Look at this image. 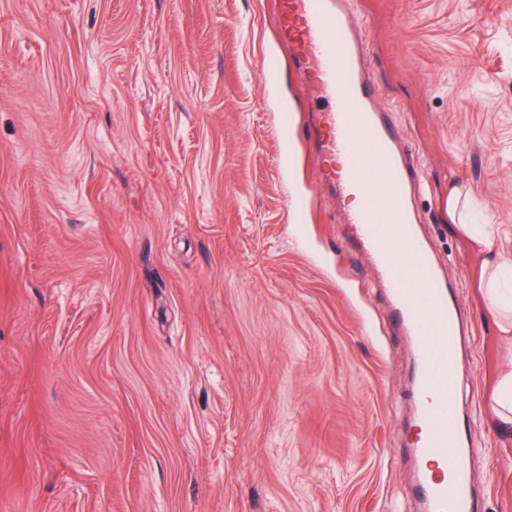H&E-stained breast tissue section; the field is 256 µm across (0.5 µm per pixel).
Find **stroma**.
<instances>
[{"label": "stroma", "mask_w": 512, "mask_h": 512, "mask_svg": "<svg viewBox=\"0 0 512 512\" xmlns=\"http://www.w3.org/2000/svg\"><path fill=\"white\" fill-rule=\"evenodd\" d=\"M276 2L0 0V512H424L412 339L321 183L326 103ZM348 7L458 310L478 512H512V425L486 399L508 363L448 209L467 189L512 258V0ZM274 133L277 143L275 168L281 178H287L293 170L295 159L291 151L292 126L290 122L291 108L287 101L280 100L274 109Z\"/></svg>", "instance_id": "obj_1"}]
</instances>
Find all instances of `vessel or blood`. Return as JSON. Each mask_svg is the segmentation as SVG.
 <instances>
[{"label":"vessel or blood","instance_id":"1","mask_svg":"<svg viewBox=\"0 0 512 512\" xmlns=\"http://www.w3.org/2000/svg\"><path fill=\"white\" fill-rule=\"evenodd\" d=\"M360 20L343 0H280L279 33L309 82L323 92L327 109L317 148L327 164V180L341 192H365L368 204L351 212L350 221L391 293L398 314L414 339L418 361L416 395L424 433L415 448L420 462H436L441 475L421 472L418 482L427 512H475L468 490L465 450L457 411L456 357L459 329L448 309L428 248L418 235L409 208L403 157L386 110L374 103L370 68L360 50ZM287 101L274 109L275 168L292 171V126ZM344 168H337V159ZM395 222L396 242L406 246L422 268L420 287L412 288L401 268L388 259L379 226Z\"/></svg>","mask_w":512,"mask_h":512}]
</instances>
